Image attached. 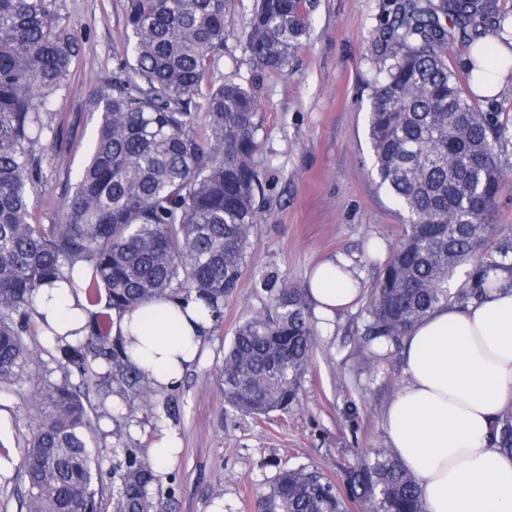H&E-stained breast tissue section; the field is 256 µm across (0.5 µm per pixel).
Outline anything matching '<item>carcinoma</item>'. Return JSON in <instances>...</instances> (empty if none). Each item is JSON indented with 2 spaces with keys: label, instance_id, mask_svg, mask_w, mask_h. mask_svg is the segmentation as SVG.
<instances>
[{
  "label": "carcinoma",
  "instance_id": "cac0c4a2",
  "mask_svg": "<svg viewBox=\"0 0 512 512\" xmlns=\"http://www.w3.org/2000/svg\"><path fill=\"white\" fill-rule=\"evenodd\" d=\"M235 0H127L124 59L88 98L97 130L82 168L66 177L59 224H41L33 197L42 182L37 147L54 133L51 97L68 86L74 38L51 0H0V389L26 391L41 352L64 370L38 389L40 411L19 448L20 512H101L100 463L91 441V397L112 383L150 402L155 389L107 323L152 301H189L218 323L237 290L260 223L258 103L243 85L210 78L224 50ZM379 39L384 67L373 82L368 135L380 186L408 216L375 288L364 347L389 353L442 305L465 307L512 275V238L491 240L507 127L482 112L471 84L506 73L471 61L448 65L459 40L485 54L488 38L512 32L500 0H389ZM305 0H254L242 32L249 60L283 74L309 37ZM87 263L90 302L107 298L89 333L72 344L37 338L36 297L72 282ZM259 285L273 312L236 327L218 387L236 413L288 411L312 364L317 330L309 289L275 275ZM79 381H71L72 374ZM495 443L512 456V409ZM344 488L305 467L282 469L257 512H424L418 484L390 448L344 469ZM115 512H159L147 455L126 451L114 470Z\"/></svg>",
  "mask_w": 512,
  "mask_h": 512
}]
</instances>
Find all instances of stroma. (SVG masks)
<instances>
[{
	"instance_id": "stroma-1",
	"label": "stroma",
	"mask_w": 512,
	"mask_h": 512,
	"mask_svg": "<svg viewBox=\"0 0 512 512\" xmlns=\"http://www.w3.org/2000/svg\"><path fill=\"white\" fill-rule=\"evenodd\" d=\"M386 0H310V38L287 74L249 62L238 40L252 0H236L215 83L253 86L258 100L262 219L249 266L224 319L212 328L199 364L174 391L157 393L153 409L110 396L98 405L94 443L101 448L97 484L112 512V466L126 449L148 452L161 428L181 444L167 482L153 493L161 512H253L283 467L319 468L342 482L360 454L387 447L385 411L404 382L401 351L377 358L363 344L369 304L404 219L380 188L368 136L372 83L383 60L376 40L388 20ZM126 0H52L62 27L77 42L67 89L49 110L57 140H44L42 188L33 201L41 223L62 219L67 170L82 163L97 118L89 94L123 54ZM342 255L356 266L363 293L334 321L319 325L313 364L288 412L256 419L230 411L217 378L224 348L246 317L271 312L254 282L275 272L305 287L320 261ZM31 395L0 390V512H18L17 444L28 433Z\"/></svg>"
}]
</instances>
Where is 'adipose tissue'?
<instances>
[{
	"mask_svg": "<svg viewBox=\"0 0 512 512\" xmlns=\"http://www.w3.org/2000/svg\"><path fill=\"white\" fill-rule=\"evenodd\" d=\"M91 276L79 264L72 283L40 288L36 310L68 342L85 335L97 308L86 295ZM502 286L461 308L435 309L402 338L405 383L383 427L416 478L425 512H512V458L491 431L512 407V288ZM321 322L352 306L363 288L344 257L321 263L309 279ZM212 322L197 302L164 301L113 316L133 362L157 391L175 390L200 358Z\"/></svg>",
	"mask_w": 512,
	"mask_h": 512,
	"instance_id": "obj_1",
	"label": "adipose tissue"
}]
</instances>
